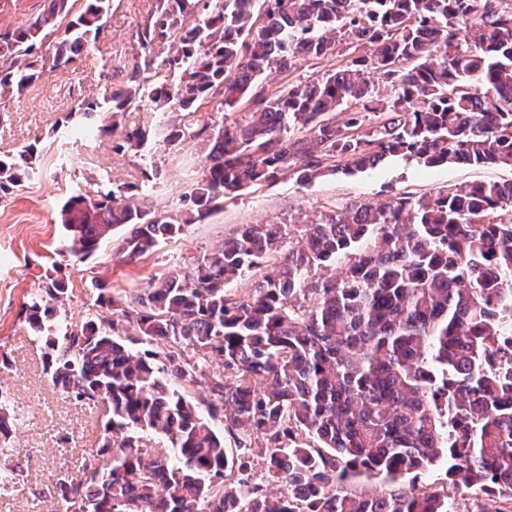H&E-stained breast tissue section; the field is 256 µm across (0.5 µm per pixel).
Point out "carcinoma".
Segmentation results:
<instances>
[{
	"label": "carcinoma",
	"instance_id": "1",
	"mask_svg": "<svg viewBox=\"0 0 512 512\" xmlns=\"http://www.w3.org/2000/svg\"><path fill=\"white\" fill-rule=\"evenodd\" d=\"M264 2L259 14L240 0H155L127 84L75 111L114 127L150 102L171 115L168 145H204L201 176L168 213L137 185L74 192L60 211L69 256L81 261L128 227L119 253L134 262L226 195L290 173L312 183L391 157L512 167V0ZM111 3L43 0L0 35V85L26 86L46 62L88 51ZM341 42L365 52L257 93L267 70H291L300 44L318 59ZM215 98L248 104L247 122L199 123ZM338 110L350 112L342 127ZM366 112L378 125L347 133ZM151 137L136 128L125 142L138 152ZM35 161L33 146L0 159V191ZM247 273L251 291L238 298L229 286ZM67 291L52 278L25 306L45 373L111 417L82 472L55 483L64 512H448L460 489L472 512H485L488 493L512 512V182L353 205L300 230L244 224L189 268L99 298L103 311L80 323L57 313ZM15 421L0 391L3 488L19 477L8 463ZM217 422L239 430L233 460ZM256 446L284 487L277 498L228 479L230 467L250 469ZM440 460L447 487L404 482Z\"/></svg>",
	"mask_w": 512,
	"mask_h": 512
}]
</instances>
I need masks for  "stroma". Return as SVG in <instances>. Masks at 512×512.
Instances as JSON below:
<instances>
[{
    "label": "stroma",
    "instance_id": "35a3bbf8",
    "mask_svg": "<svg viewBox=\"0 0 512 512\" xmlns=\"http://www.w3.org/2000/svg\"><path fill=\"white\" fill-rule=\"evenodd\" d=\"M153 4L154 0H112L104 33L82 58L63 69L43 68L27 87L0 86V156L29 145L38 153L36 174L0 192V356L7 358L0 364V389L13 397L18 423L9 443L16 450L13 463L20 469L14 487L0 490V512H63L56 479L62 473H77L84 458L95 453L109 418L106 404L89 407L76 402L54 388L43 371V342L30 329L23 307L43 294L49 274L66 281V314L78 322L98 311V285L114 295L144 287L148 279L219 248L242 224L301 225L353 204L384 202L403 194L419 197L442 186L512 181L510 167L451 163L427 168L402 158L310 184L288 175L239 190L221 209L187 226L180 236L160 241L136 263L123 262L118 253L125 234L121 228L84 261L61 257L58 211L73 191L91 189L103 175L118 184H137L150 166L155 171L154 208L173 210L202 172V153L195 144L172 148L158 138L146 160L123 148L127 129L163 126V114L147 103L128 109L116 128L96 139L77 135L85 121L77 103L125 84L127 72L142 54L136 27ZM344 61L341 54L302 57L290 72L267 73L259 88L271 93L290 83L314 81Z\"/></svg>",
    "mask_w": 512,
    "mask_h": 512
}]
</instances>
